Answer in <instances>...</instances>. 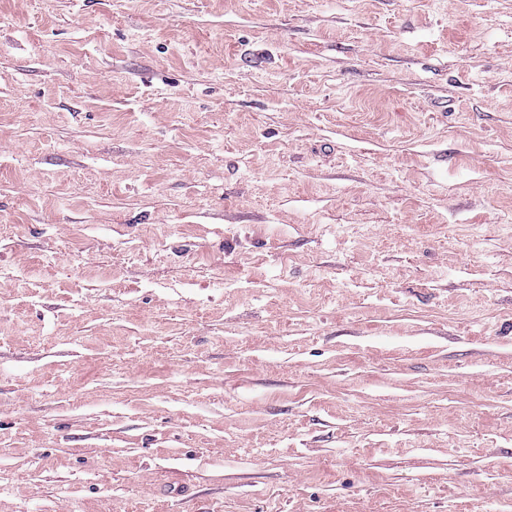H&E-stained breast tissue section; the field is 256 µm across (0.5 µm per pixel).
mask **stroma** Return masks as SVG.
Here are the masks:
<instances>
[{"label":"stroma","instance_id":"obj_1","mask_svg":"<svg viewBox=\"0 0 512 512\" xmlns=\"http://www.w3.org/2000/svg\"><path fill=\"white\" fill-rule=\"evenodd\" d=\"M0 512H512V0H0Z\"/></svg>","mask_w":512,"mask_h":512}]
</instances>
